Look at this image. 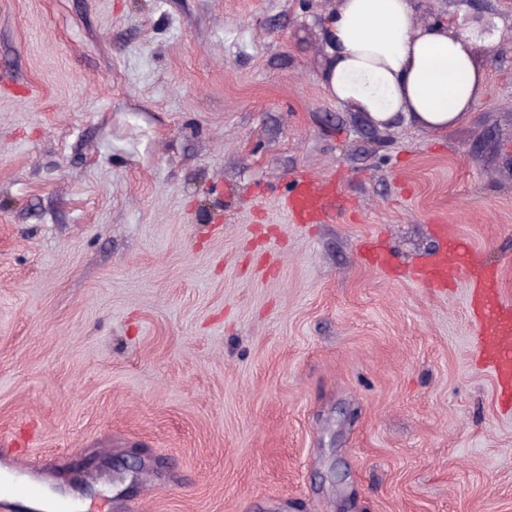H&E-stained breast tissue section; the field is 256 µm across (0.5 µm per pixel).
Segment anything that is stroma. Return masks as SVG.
Instances as JSON below:
<instances>
[{"label": "stroma", "instance_id": "35a3bbf8", "mask_svg": "<svg viewBox=\"0 0 512 512\" xmlns=\"http://www.w3.org/2000/svg\"><path fill=\"white\" fill-rule=\"evenodd\" d=\"M434 135L331 99L336 0H0V467L87 512H512V408L466 283L368 266L466 240L512 295V10ZM348 205L287 223L292 178ZM362 252L368 264L388 273L393 272L392 263L394 258L390 253L381 249L375 242H364L362 245Z\"/></svg>", "mask_w": 512, "mask_h": 512}]
</instances>
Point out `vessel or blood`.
<instances>
[{"instance_id": "vessel-or-blood-1", "label": "vessel or blood", "mask_w": 512, "mask_h": 512, "mask_svg": "<svg viewBox=\"0 0 512 512\" xmlns=\"http://www.w3.org/2000/svg\"><path fill=\"white\" fill-rule=\"evenodd\" d=\"M342 204L335 182L321 183L299 175L291 181L284 210L290 223L315 224ZM362 252L368 264L391 271L392 255L375 242H364ZM413 276L429 288H448L460 282L471 286V303L477 312L476 345L495 378L500 401L512 405V298L504 293L499 268L485 263L464 240L451 237L414 269ZM0 497L34 501L41 499L42 492L35 483L19 477L0 488Z\"/></svg>"}]
</instances>
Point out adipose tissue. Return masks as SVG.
<instances>
[{"label": "adipose tissue", "mask_w": 512, "mask_h": 512, "mask_svg": "<svg viewBox=\"0 0 512 512\" xmlns=\"http://www.w3.org/2000/svg\"><path fill=\"white\" fill-rule=\"evenodd\" d=\"M325 37L328 94L377 125L400 115L440 134L483 96L471 37L419 23L414 0H339Z\"/></svg>", "instance_id": "obj_1"}]
</instances>
